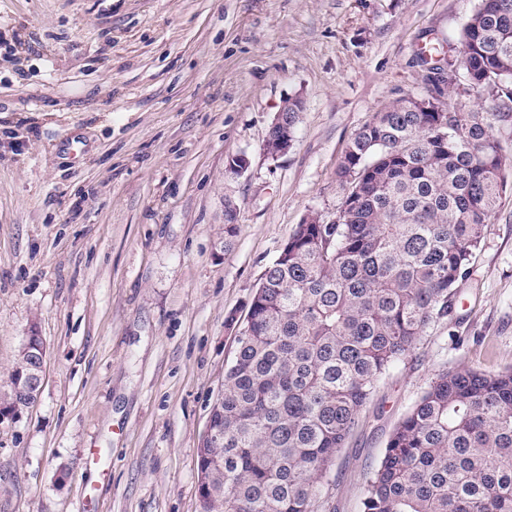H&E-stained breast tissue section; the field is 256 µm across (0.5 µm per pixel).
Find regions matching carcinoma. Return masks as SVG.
<instances>
[{
    "instance_id": "obj_1",
    "label": "carcinoma",
    "mask_w": 512,
    "mask_h": 512,
    "mask_svg": "<svg viewBox=\"0 0 512 512\" xmlns=\"http://www.w3.org/2000/svg\"><path fill=\"white\" fill-rule=\"evenodd\" d=\"M418 59L448 68V86L375 113L336 169V222L296 225L251 296L210 409L216 440L197 454L202 512H322L376 384L453 312L505 189L494 127L512 123V0H478L457 44L437 38ZM460 77L486 111H444ZM28 372L17 362L1 407ZM361 512H512V369L439 370L391 431Z\"/></svg>"
}]
</instances>
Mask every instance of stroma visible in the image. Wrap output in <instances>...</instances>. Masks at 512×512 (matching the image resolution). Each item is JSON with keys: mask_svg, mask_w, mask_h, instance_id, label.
Instances as JSON below:
<instances>
[{"mask_svg": "<svg viewBox=\"0 0 512 512\" xmlns=\"http://www.w3.org/2000/svg\"><path fill=\"white\" fill-rule=\"evenodd\" d=\"M476 4L0 0V384L29 328L46 352L37 400L0 423V512H201L198 448L266 266L308 211H335L350 141L422 92L420 46ZM497 137L507 189L453 319L377 385L336 460V512H361L438 369L512 368V129ZM239 153L249 170L227 174ZM293 101L297 103V112L293 109V103L289 97L285 98L281 104L279 111L276 113L270 128V130H276L278 134V138L275 140V147L272 149V153H268L267 151V139L264 143V152L267 157L278 158L288 152L291 148L293 140H294V132L289 134L288 129H292L296 126L299 120V112L303 110V101L302 98L298 95L293 97ZM287 112L288 119L285 118L284 113Z\"/></svg>", "mask_w": 512, "mask_h": 512, "instance_id": "1", "label": "stroma"}]
</instances>
